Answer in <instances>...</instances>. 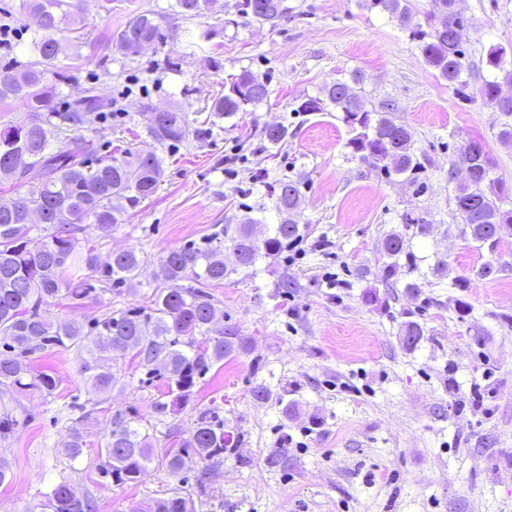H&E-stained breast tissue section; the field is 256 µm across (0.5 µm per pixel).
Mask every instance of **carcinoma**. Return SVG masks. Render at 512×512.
Instances as JSON below:
<instances>
[{"mask_svg":"<svg viewBox=\"0 0 512 512\" xmlns=\"http://www.w3.org/2000/svg\"><path fill=\"white\" fill-rule=\"evenodd\" d=\"M212 0H176L178 12L204 16V5ZM366 7L377 10L402 26L410 18L408 0H365ZM457 0H430L425 23L410 30V37L421 42L426 65L452 87L464 101L469 70L466 53L457 32L465 19L456 7ZM19 8L38 18L41 36L32 42L31 51L51 65L66 56L67 38L63 33L75 21L80 3L71 0H21ZM247 22L279 26L288 7L284 0H241L236 5ZM164 39L158 21L147 14L131 17L116 35L115 46L127 57L140 54L143 43ZM512 44L491 45L485 65L497 72L479 89L483 103L502 112L499 137L512 141V97L501 94V85L512 84ZM7 82L0 81V103L19 102L27 118L0 129V181L18 180L27 166H41L42 181L32 197L12 200L14 210L0 213V388L6 393H30L47 396L56 387L55 378L34 367L33 360L54 349L76 348L82 357L80 374L92 395L88 404L78 406L80 415L69 427L61 453L71 461L84 452L85 425L106 402L117 377L112 372V355L130 356L146 374L165 379L161 398L152 404L154 420L164 418L191 405L197 411L194 429L188 437L176 424L167 426L157 437L155 425L135 412L118 410L111 416L112 429L101 448V473L118 485L139 480L151 463L184 482L195 475L198 488L205 487L208 463L224 459L235 440L224 432L219 409L195 401L198 380L224 359L244 348V339L231 329L219 336L207 335L209 325L224 318L214 303L210 287L255 266L258 259L274 258L289 244L301 238L299 224L301 191L295 181L282 180L272 188L279 222L273 233L259 241L253 225L259 220L246 215L237 224H226L201 244L189 243L169 250L159 265L158 279L151 304L115 310L95 320L87 328L53 320L42 304L57 298L81 305L105 291L103 285L118 289L133 279L145 258L134 249L112 255L103 266L89 249L76 252V234L91 227L107 231L122 224L128 210L138 207L155 193L163 175L161 160L141 151L124 152L119 157L106 155L89 161L93 143L84 135L66 138L65 149L50 150V137L67 130H78L102 113L104 103L93 90L67 112L56 109L58 86L47 77L48 70L29 66L23 70L5 67ZM269 95L268 82L244 68L224 82V93L214 98L209 112L231 117L259 104ZM327 100L309 98L300 112H322L330 103L342 113V121L351 137L347 147L367 167L390 176L405 175L414 183L425 165L414 152L411 130L389 116L387 104L378 110L365 109L359 95L346 82H336L326 90ZM159 143L181 144L194 138L199 128L188 113L173 106L161 114L158 124L149 128ZM262 135L269 145H281L288 129L267 125ZM463 167L470 176L456 189L455 207L470 237L493 249L498 234L512 227V208L505 207L509 190L505 183L490 178L489 161L481 142L471 140L459 151L448 169ZM403 223L413 234L424 236L430 225L421 216L403 215ZM384 255L391 259L385 266V279L391 280L405 260L409 270L416 268L414 254L407 248L406 236L391 232L382 243ZM235 257L226 263L225 252ZM424 336V327L407 320L402 327V346L411 350ZM41 512H95L94 501L63 479L40 504ZM133 512H193V499L178 486L133 509Z\"/></svg>","mask_w":512,"mask_h":512,"instance_id":"cac0c4a2","label":"carcinoma"}]
</instances>
